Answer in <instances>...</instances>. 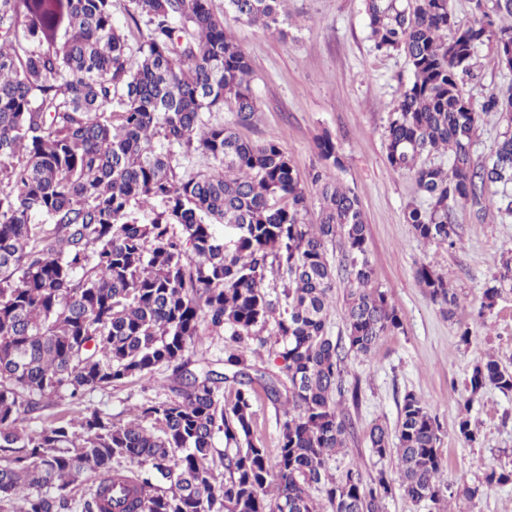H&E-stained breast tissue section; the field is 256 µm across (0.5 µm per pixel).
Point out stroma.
I'll list each match as a JSON object with an SVG mask.
<instances>
[{
  "instance_id": "stroma-1",
  "label": "stroma",
  "mask_w": 512,
  "mask_h": 512,
  "mask_svg": "<svg viewBox=\"0 0 512 512\" xmlns=\"http://www.w3.org/2000/svg\"><path fill=\"white\" fill-rule=\"evenodd\" d=\"M211 8L245 50L252 69L258 112L239 134L254 144L277 135L296 172L308 177L320 168L316 142L324 134L336 141L344 164L332 175L353 189L368 228L373 287L395 305L402 330L385 337L368 358L348 357L347 381L359 384L350 414L355 433L339 466H357L364 479L393 471L394 459H378L367 434L380 425L395 432L406 393L416 394L442 426L439 450L452 488L479 487L477 497L461 501L464 512H512V484H482L493 467L512 469V392L488 386L470 405L479 436L465 442L456 431L459 400L477 362L494 355L512 369V290L504 291L487 313L479 308L491 286L501 254L512 252V218L489 210L476 218L467 208L454 214L455 245L422 244L405 221L409 205H425L415 181L393 171L386 160L384 134L402 83L411 78L403 54L377 50L369 36L363 0H289L286 37ZM477 66L464 86L473 93L512 86L491 42L476 49ZM428 263L447 275L458 296L453 315H445L419 284L416 270ZM469 341H461V326ZM171 371L159 368L150 384L126 383L86 394L84 402L126 420L130 408L169 393Z\"/></svg>"
}]
</instances>
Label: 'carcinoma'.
Returning <instances> with one entry per match:
<instances>
[{
  "label": "carcinoma",
  "instance_id": "carcinoma-1",
  "mask_svg": "<svg viewBox=\"0 0 512 512\" xmlns=\"http://www.w3.org/2000/svg\"><path fill=\"white\" fill-rule=\"evenodd\" d=\"M288 0H225L237 19L278 30ZM461 25L448 0H365L370 38L405 54L413 72L385 133L386 159L410 174L427 205L405 213L418 240L456 235L458 208L512 216V86L477 103L460 76L477 45L495 42L512 70V0H474ZM492 7H487V3ZM128 16L149 34L131 51L112 0H0V512H383L399 486L438 506L440 425L408 393L396 447L373 426L371 451L396 458L367 484L353 466L333 472L353 433L343 403L349 353L368 357L402 322L371 287L367 224L358 196L328 174L343 167L331 137L317 143L319 219L308 220L302 179L269 136L242 140L257 99L245 51L210 0H131ZM229 110L227 122L213 114ZM507 127L489 162L473 160L480 114ZM449 153L452 164L421 163ZM201 154L209 170L179 173ZM496 183L497 199L486 185ZM341 236V271L327 243ZM281 282L267 290V273ZM346 283V341L329 335L336 274ZM417 279L448 313V280L427 264ZM512 288L501 259L481 309ZM274 322L280 372L257 365ZM225 332L224 369L186 357L200 329ZM172 368L171 395L130 410L122 422L84 405L87 392L147 382ZM512 392V372L493 356L475 365L460 400L457 433L477 440L471 396ZM282 413L275 457L252 437L253 398ZM40 427L27 431L24 420ZM224 453L214 457L215 439ZM91 481L77 501L67 488ZM512 483L494 468L488 487ZM323 494L324 502L313 496Z\"/></svg>",
  "mask_w": 512,
  "mask_h": 512
}]
</instances>
